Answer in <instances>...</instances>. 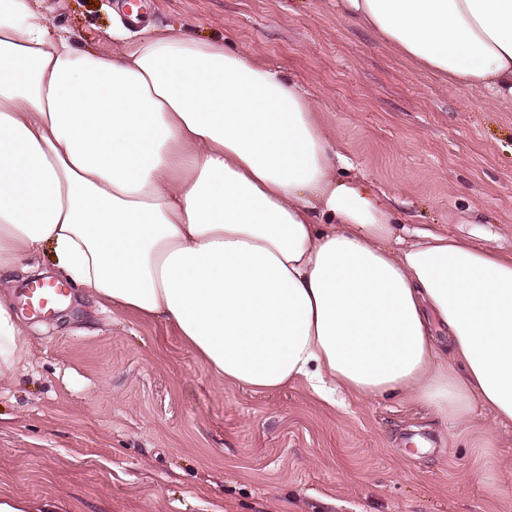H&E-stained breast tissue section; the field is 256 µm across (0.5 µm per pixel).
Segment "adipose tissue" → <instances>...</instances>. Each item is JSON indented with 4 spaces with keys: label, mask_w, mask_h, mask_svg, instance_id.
Returning a JSON list of instances; mask_svg holds the SVG:
<instances>
[{
    "label": "adipose tissue",
    "mask_w": 512,
    "mask_h": 512,
    "mask_svg": "<svg viewBox=\"0 0 512 512\" xmlns=\"http://www.w3.org/2000/svg\"><path fill=\"white\" fill-rule=\"evenodd\" d=\"M451 87L512 103V0H338ZM76 48L0 0V376L27 337L9 291L43 247L113 310L172 324L225 381L328 403L402 393L512 427V251L398 223L341 178L315 102L220 42L140 29Z\"/></svg>",
    "instance_id": "obj_1"
}]
</instances>
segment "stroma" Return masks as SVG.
<instances>
[{
  "label": "stroma",
  "mask_w": 512,
  "mask_h": 512,
  "mask_svg": "<svg viewBox=\"0 0 512 512\" xmlns=\"http://www.w3.org/2000/svg\"><path fill=\"white\" fill-rule=\"evenodd\" d=\"M77 45L111 48L126 0H31ZM145 23L278 69L397 219L512 249V104L447 88L336 0H139ZM14 310L28 346L0 378V500L26 512H512V436L450 427L402 394L324 403L215 377L173 327L73 295Z\"/></svg>",
  "instance_id": "35a3bbf8"
}]
</instances>
